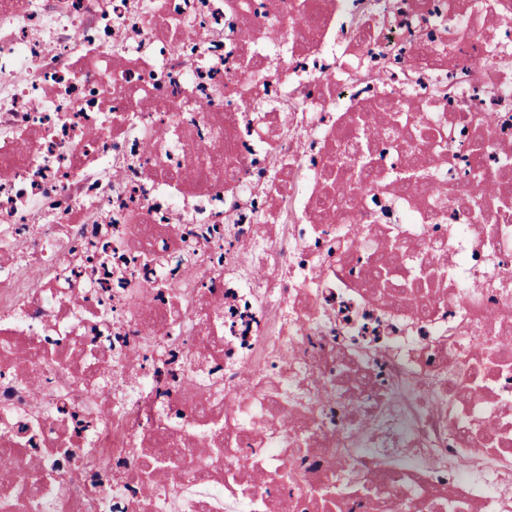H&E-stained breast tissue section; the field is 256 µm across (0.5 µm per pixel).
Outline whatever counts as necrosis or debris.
<instances>
[{"instance_id":"necrosis-or-debris-1","label":"necrosis or debris","mask_w":512,"mask_h":512,"mask_svg":"<svg viewBox=\"0 0 512 512\" xmlns=\"http://www.w3.org/2000/svg\"><path fill=\"white\" fill-rule=\"evenodd\" d=\"M510 149L512 0H0V512H512Z\"/></svg>"}]
</instances>
